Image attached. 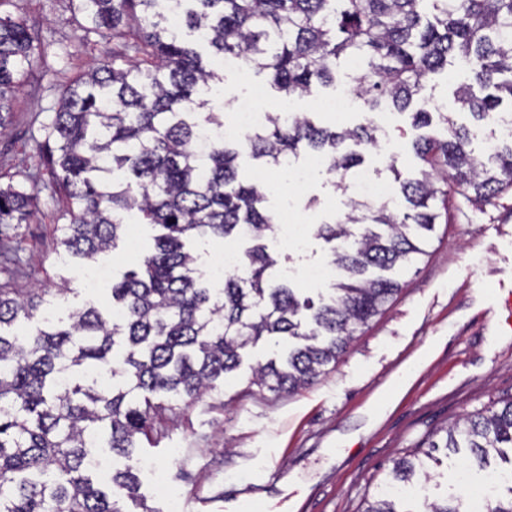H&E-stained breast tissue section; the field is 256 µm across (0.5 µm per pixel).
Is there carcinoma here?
I'll return each mask as SVG.
<instances>
[{
  "label": "carcinoma",
  "mask_w": 512,
  "mask_h": 512,
  "mask_svg": "<svg viewBox=\"0 0 512 512\" xmlns=\"http://www.w3.org/2000/svg\"><path fill=\"white\" fill-rule=\"evenodd\" d=\"M84 38L132 33L134 42L68 85L42 124L45 167L68 223L58 245L76 258L115 247L137 217L163 233L137 269L112 281L104 307L89 306L68 321L30 322L42 294L0 284V512H122L117 497L137 500L138 479L117 471L102 489L93 480V449L129 458L149 437L163 409L151 396L192 404L234 372L262 338L295 340L284 359L258 366L254 383L296 392L343 355L354 333L397 295L395 274L428 255L439 222L437 204L460 194L491 202L512 187V138L489 157L471 148V131L450 112L412 113L424 128L438 116L439 136L412 143L420 177L400 180L402 203L351 198L334 224L317 235L335 243L330 264L338 280L314 303L290 281L272 285L277 260L264 240L275 224L261 207L265 189L239 179L242 151L277 167L317 154L329 173H347L378 142L371 121L320 127L308 112L289 119L269 113L266 125L238 142L216 134L224 113L216 98H197L223 76L207 66L198 45L215 56L243 60L282 97L311 95L336 85L351 59L352 80L365 110L404 112L434 74L466 64L468 81L455 104L490 122L512 103V0H177L179 25L167 0H78ZM29 28L0 17V128L12 109L8 94L35 62ZM34 190L0 184V224H21ZM245 239L239 272L221 288L202 280L188 238ZM122 312L112 320V310ZM445 447L485 459L512 449V399L445 430ZM419 458H398L389 484H425ZM363 512H403L380 493ZM422 512H470L466 497L427 498Z\"/></svg>",
  "instance_id": "obj_1"
}]
</instances>
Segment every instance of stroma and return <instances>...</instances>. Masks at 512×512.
Instances as JSON below:
<instances>
[{
  "instance_id": "1",
  "label": "stroma",
  "mask_w": 512,
  "mask_h": 512,
  "mask_svg": "<svg viewBox=\"0 0 512 512\" xmlns=\"http://www.w3.org/2000/svg\"><path fill=\"white\" fill-rule=\"evenodd\" d=\"M0 17L25 23L38 38L39 60L30 68L0 128V179L37 180V207L22 224L0 225V283L43 288L48 308L60 315L104 306L106 288H90L88 268L121 278L153 245L154 227L131 225L109 252L90 259L57 248L64 219L48 189L49 176L33 141L56 108L62 87L95 63L111 57L121 41L83 40L84 17L74 0H0ZM218 96L231 103L261 89L259 103L277 111L279 93L264 77L227 68ZM334 93L321 87L294 99L297 112L318 123H363L362 104L342 115L317 110ZM380 125L389 142L365 153L364 171L384 179L414 177L420 162L412 149L418 132L409 113L388 111ZM241 177L268 185L266 207L286 224L266 244L278 267L328 264L331 245L317 234L338 220L346 195L338 177L317 171L295 186L280 181L277 168L243 156ZM308 227L303 249L292 245L296 225ZM402 290L383 314L362 327L336 366L292 394L254 385L253 370L273 355L272 339L251 348L224 383L191 405L174 404L155 421L152 440L141 441L130 459L98 455L105 467L131 466L141 482L143 505L124 501L125 512H362L396 458L413 451L461 416L512 398V189L477 207L449 197L448 215L435 226L429 253L399 275ZM429 491L464 495L457 473L482 471L467 456L437 449Z\"/></svg>"
}]
</instances>
